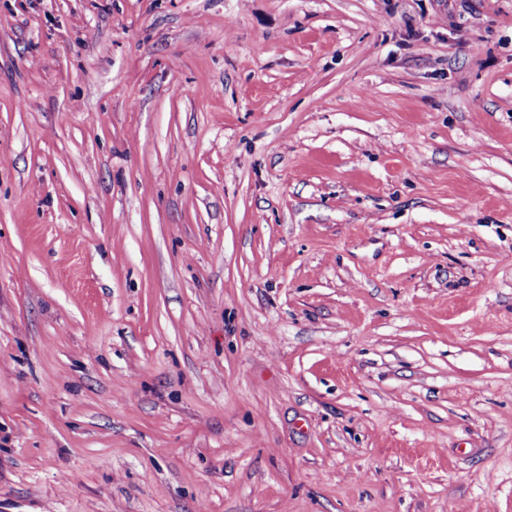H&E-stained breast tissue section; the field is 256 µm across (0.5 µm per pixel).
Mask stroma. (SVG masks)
I'll use <instances>...</instances> for the list:
<instances>
[{
  "label": "stroma",
  "instance_id": "1",
  "mask_svg": "<svg viewBox=\"0 0 512 512\" xmlns=\"http://www.w3.org/2000/svg\"><path fill=\"white\" fill-rule=\"evenodd\" d=\"M0 512H512V0H0Z\"/></svg>",
  "mask_w": 512,
  "mask_h": 512
}]
</instances>
